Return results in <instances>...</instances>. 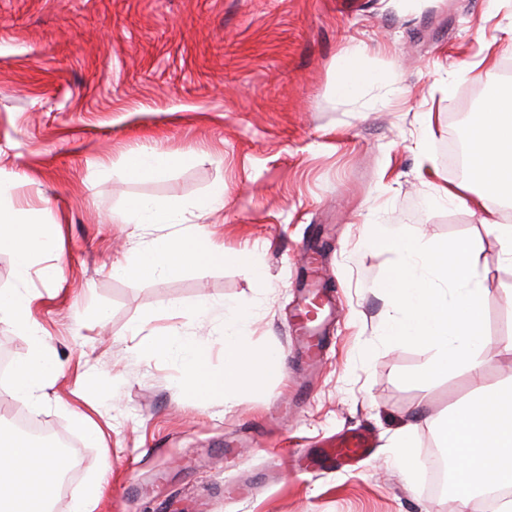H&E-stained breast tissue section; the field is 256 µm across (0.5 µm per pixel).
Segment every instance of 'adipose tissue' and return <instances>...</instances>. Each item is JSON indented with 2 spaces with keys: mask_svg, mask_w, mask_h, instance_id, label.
I'll use <instances>...</instances> for the list:
<instances>
[{
  "mask_svg": "<svg viewBox=\"0 0 512 512\" xmlns=\"http://www.w3.org/2000/svg\"><path fill=\"white\" fill-rule=\"evenodd\" d=\"M386 74L370 70L360 57L344 54L336 69L338 95L357 96L364 87L387 83ZM468 175L464 182L436 188L437 203H472L484 210L485 224L498 240L512 265V224L501 223L488 211L490 203L512 196V84H497L471 122L467 139ZM21 179L0 177V249L10 251L17 288L0 290V320H8L28 344V354L18 362L7 390L8 398L28 408L40 409L46 389L64 375L53 355L44 330L32 316L36 299L28 288L34 259L59 250L58 233L45 224L24 220L4 198L22 187ZM183 213L179 202L160 203L134 199L115 216L120 224H175ZM223 249L202 237L173 236L142 246L127 262L113 264L117 277L140 274L166 278L186 266L220 265ZM224 328L214 342L173 329L148 335L144 351L152 357L171 359L181 371L183 390L189 397L234 407L245 389L258 386L278 373L281 353L275 348L251 351L244 347L238 326L247 317L245 309L224 303ZM224 351L223 369L210 362L212 344ZM70 466L67 456L46 441H36L18 432H0V512H40V505L58 487V478Z\"/></svg>",
  "mask_w": 512,
  "mask_h": 512,
  "instance_id": "obj_1",
  "label": "adipose tissue"
}]
</instances>
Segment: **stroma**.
Here are the masks:
<instances>
[{"label": "stroma", "mask_w": 512, "mask_h": 512, "mask_svg": "<svg viewBox=\"0 0 512 512\" xmlns=\"http://www.w3.org/2000/svg\"><path fill=\"white\" fill-rule=\"evenodd\" d=\"M358 2L0 0V173L30 183L17 209L62 230L64 281H30L32 314L65 367L38 417L75 440L77 485L110 466L103 512H450L447 496L404 477L389 445L412 421L418 453L435 446L432 420L467 396L470 377L399 381L425 355L381 342L396 256L371 237L473 239L495 351L485 379H512L501 247L479 209L432 202L436 185L467 175L448 158L463 100L482 104L512 80V0ZM355 50L391 81L337 97L336 69ZM146 149L183 162L129 177L126 156ZM218 186L223 210L199 217L194 202ZM140 197L183 202L182 223H113ZM197 233L223 248V264L163 280L109 273L143 243ZM244 250L261 278L236 263ZM313 271L335 305L318 366L231 409L199 405L175 362L141 353L146 332L168 326L167 305L203 299L216 311L180 330L218 335V306L232 300L249 311L244 347L297 349V284ZM93 403L108 427L99 445L76 417ZM342 430L370 435V457L326 461Z\"/></svg>", "instance_id": "35a3bbf8"}]
</instances>
